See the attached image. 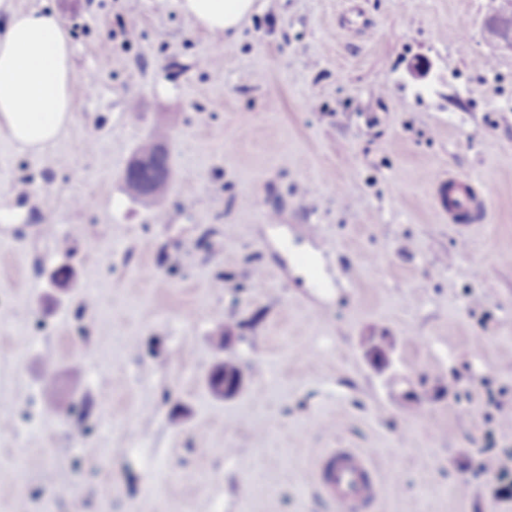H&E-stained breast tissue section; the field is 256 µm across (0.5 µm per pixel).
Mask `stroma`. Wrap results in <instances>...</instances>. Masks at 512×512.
I'll return each mask as SVG.
<instances>
[{"instance_id":"obj_1","label":"stroma","mask_w":512,"mask_h":512,"mask_svg":"<svg viewBox=\"0 0 512 512\" xmlns=\"http://www.w3.org/2000/svg\"><path fill=\"white\" fill-rule=\"evenodd\" d=\"M11 2L98 81L42 155L0 133V512H332L327 448L372 453L371 512H512L479 470L512 469V0H259L218 40L176 0ZM158 126L156 207L122 175ZM438 205L448 212V218L458 229H468L476 216L477 196L465 177L448 174V180L439 183ZM226 372L231 375L239 374L237 382L235 384L229 383L225 379L224 362L215 366L208 374L207 381L211 391L219 396L229 397L235 394L243 385L245 377L241 373L240 369L232 362H225Z\"/></svg>"}]
</instances>
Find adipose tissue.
<instances>
[{
    "mask_svg": "<svg viewBox=\"0 0 512 512\" xmlns=\"http://www.w3.org/2000/svg\"><path fill=\"white\" fill-rule=\"evenodd\" d=\"M194 28L236 36L254 13L256 0H178ZM0 32V132L20 152L38 156L54 145L73 120L78 77L69 36L59 16L15 10Z\"/></svg>",
    "mask_w": 512,
    "mask_h": 512,
    "instance_id": "ef3b65f1",
    "label": "adipose tissue"
}]
</instances>
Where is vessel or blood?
I'll return each mask as SVG.
<instances>
[{"instance_id": "1", "label": "vessel or blood", "mask_w": 512, "mask_h": 512, "mask_svg": "<svg viewBox=\"0 0 512 512\" xmlns=\"http://www.w3.org/2000/svg\"><path fill=\"white\" fill-rule=\"evenodd\" d=\"M437 202L457 228H470L477 197L465 177L452 174L440 182ZM314 478L325 499L337 512H363L378 495L373 457L355 448H329L317 459Z\"/></svg>"}]
</instances>
